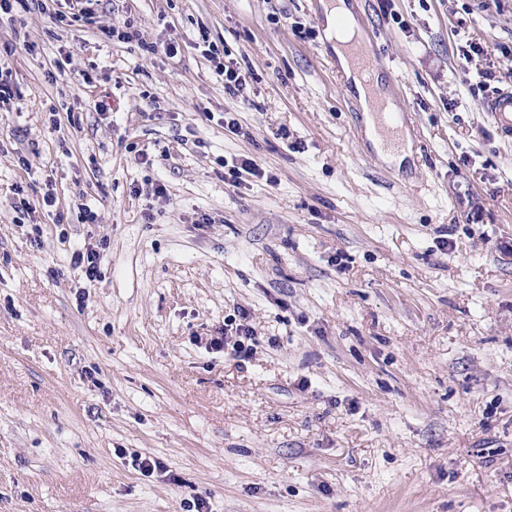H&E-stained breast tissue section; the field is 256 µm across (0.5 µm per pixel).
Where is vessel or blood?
Returning a JSON list of instances; mask_svg holds the SVG:
<instances>
[{"label": "vessel or blood", "mask_w": 512, "mask_h": 512, "mask_svg": "<svg viewBox=\"0 0 512 512\" xmlns=\"http://www.w3.org/2000/svg\"><path fill=\"white\" fill-rule=\"evenodd\" d=\"M345 52L363 77L373 105L371 118L379 135L387 145L396 147L403 141L406 125L400 112L389 102V90L376 80V60L362 37L346 42ZM503 138H512V87L498 88L484 104Z\"/></svg>", "instance_id": "obj_1"}]
</instances>
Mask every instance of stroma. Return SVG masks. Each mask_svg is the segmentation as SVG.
<instances>
[{"label":"stroma","mask_w":512,"mask_h":512,"mask_svg":"<svg viewBox=\"0 0 512 512\" xmlns=\"http://www.w3.org/2000/svg\"><path fill=\"white\" fill-rule=\"evenodd\" d=\"M347 2L411 115L403 163L365 135L320 0L0 19V512H512V140L482 109L512 0ZM241 158L261 176L225 185ZM243 320L249 359L204 348ZM204 47V57L213 64L215 73L224 78V90L230 95H238L245 84L244 78L232 61L224 59L229 56L225 51L224 45H218L216 42L209 41L205 32L201 34ZM100 254L93 248L77 250L73 252L72 262L76 267H81L88 281L96 280L99 272Z\"/></svg>","instance_id":"obj_1"}]
</instances>
